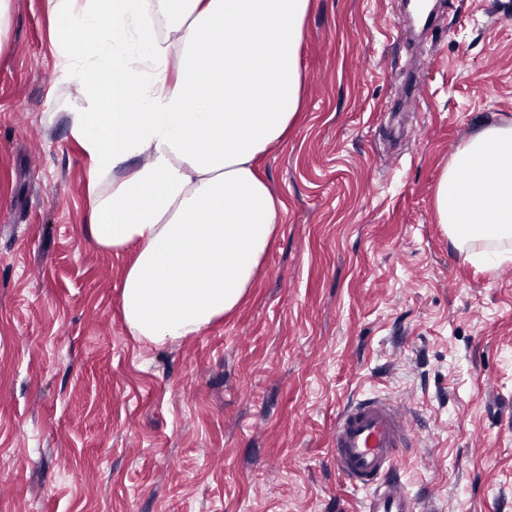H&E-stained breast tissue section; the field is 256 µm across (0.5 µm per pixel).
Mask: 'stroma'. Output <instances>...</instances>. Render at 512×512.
<instances>
[{
	"label": "stroma",
	"instance_id": "stroma-1",
	"mask_svg": "<svg viewBox=\"0 0 512 512\" xmlns=\"http://www.w3.org/2000/svg\"><path fill=\"white\" fill-rule=\"evenodd\" d=\"M402 0H311L305 109L260 161L286 204L255 287L155 347L122 318L133 251L86 236L47 0H13L0 49V512H361L329 455L356 400L406 411L397 476L439 512H512V262L486 271L434 212L442 170L512 122V0H446L421 100Z\"/></svg>",
	"mask_w": 512,
	"mask_h": 512
}]
</instances>
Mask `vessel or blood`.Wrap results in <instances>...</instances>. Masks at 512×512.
<instances>
[{
	"mask_svg": "<svg viewBox=\"0 0 512 512\" xmlns=\"http://www.w3.org/2000/svg\"><path fill=\"white\" fill-rule=\"evenodd\" d=\"M414 445L398 403L377 397L345 407L329 442L337 471L352 488L368 492L363 512H434L432 502L416 501L395 477L403 450Z\"/></svg>",
	"mask_w": 512,
	"mask_h": 512,
	"instance_id": "vessel-or-blood-1",
	"label": "vessel or blood"
}]
</instances>
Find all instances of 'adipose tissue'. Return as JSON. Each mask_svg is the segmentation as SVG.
Segmentation results:
<instances>
[{
  "label": "adipose tissue",
  "mask_w": 512,
  "mask_h": 512,
  "mask_svg": "<svg viewBox=\"0 0 512 512\" xmlns=\"http://www.w3.org/2000/svg\"><path fill=\"white\" fill-rule=\"evenodd\" d=\"M61 72L87 107L71 133L89 160L85 232L135 249L124 323L163 346L198 335L252 287L285 204L257 161L301 112L299 48L311 0H47ZM97 35L81 41L83 31ZM434 208L472 264L512 261V123L452 155Z\"/></svg>",
  "instance_id": "adipose-tissue-1"
}]
</instances>
